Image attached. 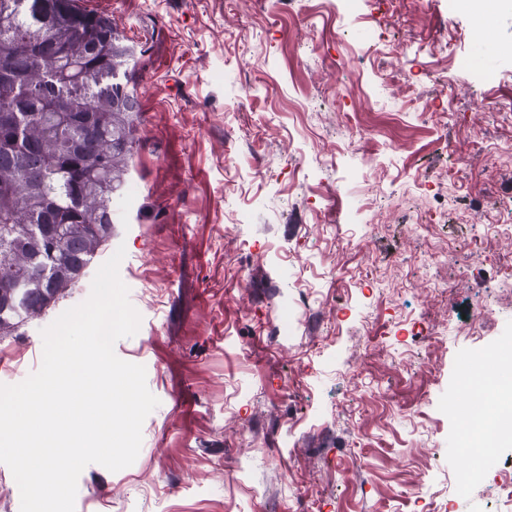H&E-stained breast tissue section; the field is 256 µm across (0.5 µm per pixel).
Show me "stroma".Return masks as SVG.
<instances>
[{
  "label": "stroma",
  "mask_w": 512,
  "mask_h": 512,
  "mask_svg": "<svg viewBox=\"0 0 512 512\" xmlns=\"http://www.w3.org/2000/svg\"><path fill=\"white\" fill-rule=\"evenodd\" d=\"M137 51L112 236L159 405L75 512H512V446L457 493L471 355L512 350V10L469 0H80Z\"/></svg>",
  "instance_id": "obj_1"
}]
</instances>
